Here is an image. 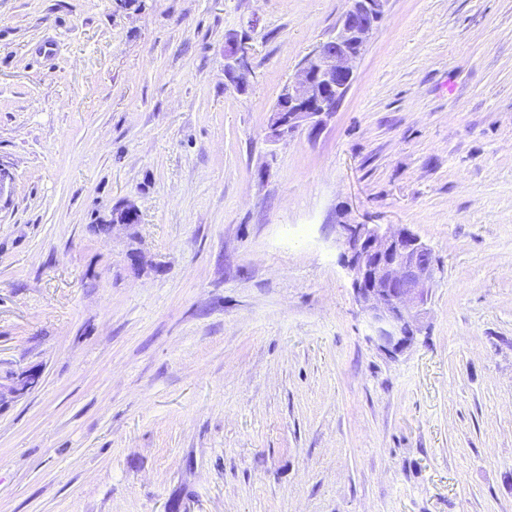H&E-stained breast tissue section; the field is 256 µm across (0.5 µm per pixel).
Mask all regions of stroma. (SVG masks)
Here are the masks:
<instances>
[{"label": "stroma", "mask_w": 512, "mask_h": 512, "mask_svg": "<svg viewBox=\"0 0 512 512\" xmlns=\"http://www.w3.org/2000/svg\"><path fill=\"white\" fill-rule=\"evenodd\" d=\"M346 7L0 0V380L40 374L0 398V512H512V0H387L323 128L270 143ZM344 221L443 268L397 358ZM248 50L249 47L245 40L230 42L224 50L225 71H231L240 86L245 85L247 81L248 66L246 58ZM234 77H229L231 82L234 81Z\"/></svg>", "instance_id": "stroma-1"}]
</instances>
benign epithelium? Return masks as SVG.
I'll return each mask as SVG.
<instances>
[{"label":"benign epithelium","instance_id":"7a95c632","mask_svg":"<svg viewBox=\"0 0 512 512\" xmlns=\"http://www.w3.org/2000/svg\"><path fill=\"white\" fill-rule=\"evenodd\" d=\"M387 0H348L336 33L303 62L296 78L281 95L287 104L271 113L267 138L278 142L297 131L318 129L334 111V101L346 95L353 63L362 54ZM249 47L233 41L224 50L225 69L238 85L246 84ZM340 263L352 281L356 301L369 319L371 341L387 356H396L413 343L428 313L432 288L441 273L432 249L414 232L394 224H340ZM39 374L15 373L3 391L22 394L33 388Z\"/></svg>","mask_w":512,"mask_h":512}]
</instances>
